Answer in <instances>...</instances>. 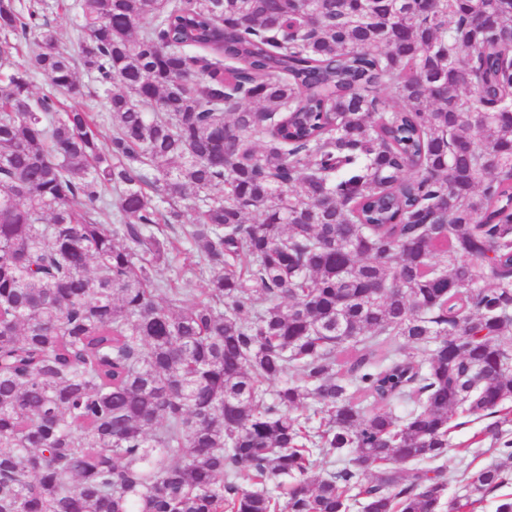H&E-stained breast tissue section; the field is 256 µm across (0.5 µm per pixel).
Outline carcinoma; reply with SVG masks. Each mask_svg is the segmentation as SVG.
<instances>
[{"mask_svg":"<svg viewBox=\"0 0 512 512\" xmlns=\"http://www.w3.org/2000/svg\"><path fill=\"white\" fill-rule=\"evenodd\" d=\"M49 10L0 0V512H476L502 466L422 464L512 400V0ZM60 8L56 9L55 0H48L53 5L48 13L49 21L58 31L61 42L66 45L72 53L78 52L79 34L73 25V14L75 13L76 0H57Z\"/></svg>","mask_w":512,"mask_h":512,"instance_id":"1","label":"carcinoma"}]
</instances>
